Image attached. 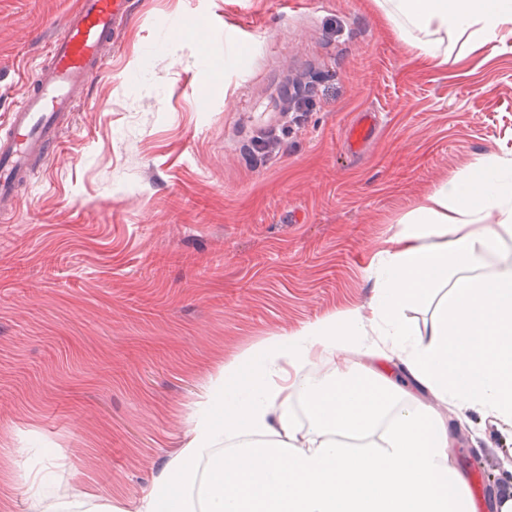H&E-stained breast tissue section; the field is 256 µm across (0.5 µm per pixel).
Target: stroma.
<instances>
[{"label":"stroma","instance_id":"35a3bbf8","mask_svg":"<svg viewBox=\"0 0 512 512\" xmlns=\"http://www.w3.org/2000/svg\"><path fill=\"white\" fill-rule=\"evenodd\" d=\"M79 6L0 0V112ZM183 17L195 34L172 31ZM295 97L305 120L256 161ZM365 111L385 119L355 154ZM489 151L512 155V46L438 66L373 0H139L60 152L0 220V512H23L36 448L61 457L59 493L136 500L215 363L367 301L404 216ZM459 414L455 468L501 495L512 434Z\"/></svg>","mask_w":512,"mask_h":512}]
</instances>
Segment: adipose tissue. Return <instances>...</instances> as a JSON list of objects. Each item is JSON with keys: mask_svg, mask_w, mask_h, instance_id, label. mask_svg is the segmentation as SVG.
Returning a JSON list of instances; mask_svg holds the SVG:
<instances>
[{"mask_svg": "<svg viewBox=\"0 0 512 512\" xmlns=\"http://www.w3.org/2000/svg\"><path fill=\"white\" fill-rule=\"evenodd\" d=\"M437 65L512 44V0H374ZM368 302L225 361L182 448L132 512H464L445 411L512 428V157L488 153L406 215ZM435 300L413 328L403 311ZM400 361L430 394L390 369ZM26 512H125L59 495L38 450Z\"/></svg>", "mask_w": 512, "mask_h": 512, "instance_id": "1", "label": "adipose tissue"}]
</instances>
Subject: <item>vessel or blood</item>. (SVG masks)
Masks as SVG:
<instances>
[{"mask_svg": "<svg viewBox=\"0 0 512 512\" xmlns=\"http://www.w3.org/2000/svg\"><path fill=\"white\" fill-rule=\"evenodd\" d=\"M134 0H81L61 34L46 45L37 70L24 82L21 100L0 125V214L11 212L20 192L61 148L65 122L85 87L101 77ZM380 116L364 112L346 135L351 151L377 133Z\"/></svg>", "mask_w": 512, "mask_h": 512, "instance_id": "b4317fda", "label": "vessel or blood"}]
</instances>
